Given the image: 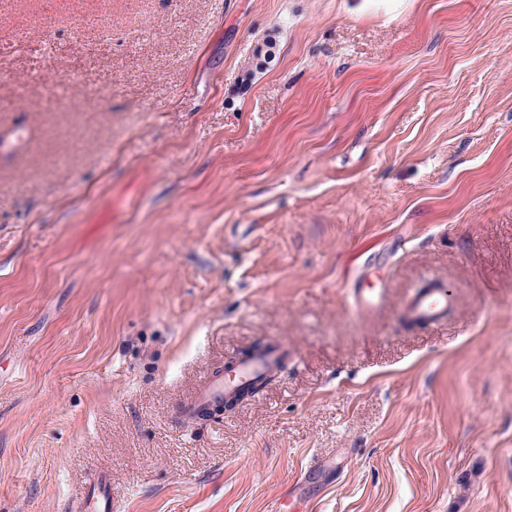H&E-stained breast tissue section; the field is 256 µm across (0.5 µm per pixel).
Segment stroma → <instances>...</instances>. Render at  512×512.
<instances>
[{
  "label": "stroma",
  "mask_w": 512,
  "mask_h": 512,
  "mask_svg": "<svg viewBox=\"0 0 512 512\" xmlns=\"http://www.w3.org/2000/svg\"><path fill=\"white\" fill-rule=\"evenodd\" d=\"M0 43V512H512V0H0ZM453 301L452 294L442 284L427 278L411 296L403 314L409 322L434 325L448 314ZM288 349L277 343H269L266 348L258 351L252 358L240 361L232 374L215 375L199 386L193 396L184 402L181 413L188 419H195L200 412L205 411L222 401L218 410L227 411L235 405L237 400L246 396L238 393L235 397L224 399L225 395L234 392L237 388L247 385L259 375L275 371L280 362L287 357ZM233 409V408H232ZM83 512H112V487L102 479L84 499Z\"/></svg>",
  "instance_id": "1"
}]
</instances>
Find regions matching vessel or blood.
<instances>
[{
    "instance_id": "b4317fda",
    "label": "vessel or blood",
    "mask_w": 512,
    "mask_h": 512,
    "mask_svg": "<svg viewBox=\"0 0 512 512\" xmlns=\"http://www.w3.org/2000/svg\"><path fill=\"white\" fill-rule=\"evenodd\" d=\"M453 296L440 283L425 279L420 288L409 299L404 317L407 321L433 325L440 322L448 313ZM287 356L282 345L271 343L258 351L252 358L239 362L232 374L216 375L199 386L193 396L184 402L181 413L192 419L223 401L225 395L247 385L257 376L274 371ZM83 512H112V487L107 480H100L86 496Z\"/></svg>"
}]
</instances>
